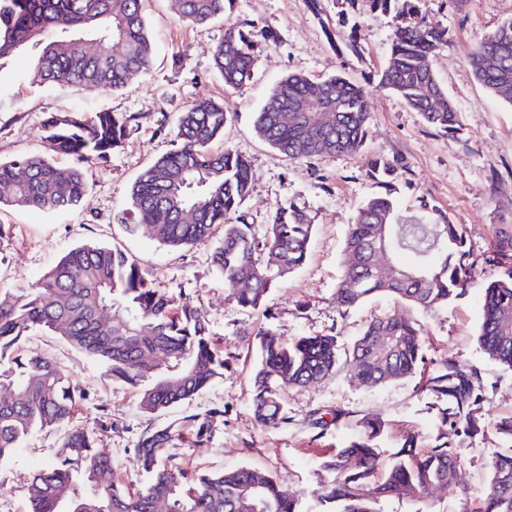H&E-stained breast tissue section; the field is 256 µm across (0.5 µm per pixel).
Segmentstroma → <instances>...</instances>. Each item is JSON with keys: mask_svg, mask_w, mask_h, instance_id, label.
<instances>
[{"mask_svg": "<svg viewBox=\"0 0 512 512\" xmlns=\"http://www.w3.org/2000/svg\"><path fill=\"white\" fill-rule=\"evenodd\" d=\"M419 7L428 21L448 31V44L434 66L460 114L461 125L453 131L429 127L400 97L378 89L393 26L390 18L373 16L363 0H236L228 19L205 26L180 22L175 0H143L153 42L151 65L110 94L85 86L36 85L27 75L26 57L11 62V77L0 84V161L45 153L42 126L51 112L107 109L129 117L131 133L123 149L89 169L88 190L77 208L51 215L0 209V287H30L76 245H111L136 259L177 305L201 309L224 348L223 377L190 400L149 413L140 409L134 389L107 376L97 361L58 334L35 330L24 338L23 353L55 361L84 391L74 422L92 431L115 477L142 480L133 454L139 437L196 414L208 421V433L200 441L188 432L176 437L170 451L178 462L201 471L239 466L266 471L297 497L300 512H328L320 497L328 474L320 460L358 433L364 415H380L388 424L380 466L388 465L407 433L418 432L423 447L433 445L438 413L419 392L415 376L370 388L342 363L335 375L284 390L286 425L260 426L249 407L255 365L250 334L269 327L285 342L334 334L346 350L373 317L396 308L387 297L348 310L336 303L348 226L369 196L384 191L367 174L372 159L401 160L406 167L402 207L412 212L421 200H432L448 210L454 223L466 226L476 249L487 246L494 225L512 224V104L490 96L469 63L478 43L512 20V0H467L461 7L456 0H420ZM231 24L272 37L258 41L249 81L228 92L212 55ZM352 30L360 39L358 52L337 51L331 36ZM291 73L314 80L341 73L364 87L371 118L363 152L291 160L255 135L254 112L266 104L274 84ZM203 97L223 102L228 113L214 149H232L252 164L254 181L243 204L249 222L269 224L276 206L292 204L313 224L305 264L282 278L257 311L228 300L211 263L223 226H215L207 241L170 249L147 232L127 233L120 221L131 183L147 164L173 149L179 113ZM498 273L495 266L477 263L464 294L447 307L412 313L424 330L426 370H436L452 356L477 366L485 389L479 434L451 438L460 488L433 491L430 512H472L489 491L492 458L512 452V440L497 432L499 420L512 415V369L490 359L477 336L483 289ZM313 409H340L346 418L321 437L309 424ZM57 446V434L34 433L0 466V512H30L26 482L52 462Z\"/></svg>", "mask_w": 512, "mask_h": 512, "instance_id": "35a3bbf8", "label": "stroma"}]
</instances>
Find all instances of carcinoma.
I'll list each match as a JSON object with an SVG mask.
<instances>
[{
    "mask_svg": "<svg viewBox=\"0 0 512 512\" xmlns=\"http://www.w3.org/2000/svg\"><path fill=\"white\" fill-rule=\"evenodd\" d=\"M179 16L205 25L229 15L234 0H179ZM374 14L394 13L390 53L378 87L398 95L430 127L451 130L459 113L434 69L448 33L426 21L418 0H364ZM254 33L236 26L225 32L231 53L218 44L213 65L227 89L253 72ZM94 40L91 55L86 43ZM28 57V76L37 84L93 85L108 93L124 88L130 77L149 68L152 42L142 0H0V81L15 56ZM470 65L489 94L512 104V21L500 25L475 49ZM344 112L334 136L309 124L307 111L328 99ZM271 110L254 114L257 136L290 159H307L363 150L370 119L366 91L338 74L316 81L290 73L274 86ZM227 120L222 104L202 99L179 115L175 148L145 167L129 189L124 226L146 230L158 243L182 248L208 239L224 226L212 263L224 279L228 298L242 308L258 309L279 279L301 267L308 256L313 224L292 205H279L272 223L260 230L247 222L241 205L250 192L253 171L243 156L226 148L210 150ZM129 119L102 110L50 114L43 124L47 152L0 162V206L57 213L78 206L88 188L85 165L104 161L129 136ZM65 153L77 164L59 168L51 154ZM404 165L374 161L369 176L388 187L368 199L348 225L347 258L336 288L345 309L376 296H390L424 311L448 305L469 286L476 262L474 245L447 211L423 200L413 214L394 196ZM388 222L387 244L406 253L408 265L376 278L368 273L367 246L381 223ZM500 267L487 283L478 341L498 363L512 368V224H496L493 240L480 254ZM35 329L49 330L102 363L112 378L138 392L139 407L158 412L191 399L224 371V350L213 339L198 309L179 307L156 288L148 273L124 251L80 244L54 263L32 287L0 288V466L36 431L58 434L54 461L28 483L31 512H238L243 496L252 512H300L297 500L268 474L249 467L203 473L183 467L169 453L171 426L145 433L134 455L148 476L142 486L116 480L111 462L95 448L93 434L73 424L84 392L65 370L40 355L13 354L19 340ZM257 361L250 408L263 427L288 421L281 392L302 387L336 370L338 337L301 336L285 343L269 329L255 334ZM350 366L362 382L375 387L422 373L425 365L421 326L408 316L374 317L351 344ZM420 391L439 414L435 445L421 450L419 434L405 436L383 475H378V439L386 430L381 417L359 420L361 432L321 461L335 474L321 496L332 512H383L382 502H415L430 487L455 485L458 456L448 431L476 435L483 401L478 367L455 358L422 381ZM489 492L479 512H512V454L490 464Z\"/></svg>",
    "mask_w": 512,
    "mask_h": 512,
    "instance_id": "obj_1",
    "label": "carcinoma"
}]
</instances>
